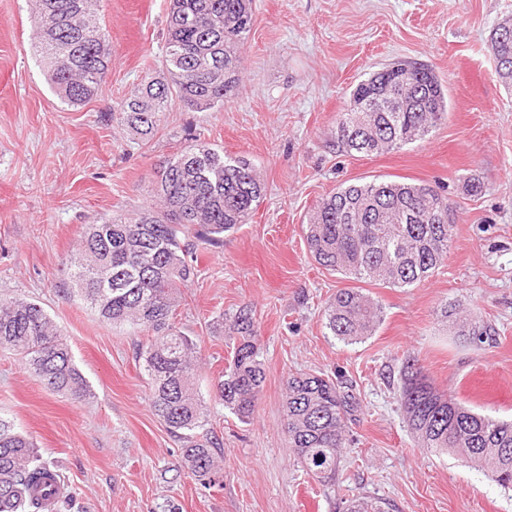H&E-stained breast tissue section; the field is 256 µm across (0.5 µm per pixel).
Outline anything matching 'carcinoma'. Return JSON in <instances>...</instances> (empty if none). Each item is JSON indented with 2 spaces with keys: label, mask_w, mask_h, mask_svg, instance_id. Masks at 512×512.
Returning a JSON list of instances; mask_svg holds the SVG:
<instances>
[{
  "label": "carcinoma",
  "mask_w": 512,
  "mask_h": 512,
  "mask_svg": "<svg viewBox=\"0 0 512 512\" xmlns=\"http://www.w3.org/2000/svg\"><path fill=\"white\" fill-rule=\"evenodd\" d=\"M97 0H35L32 22L37 52L59 100L71 106L96 97L111 53L96 21ZM255 23L252 0H171L165 67L170 80L151 79L120 104V120L143 139L158 130L160 113L175 99L194 112L229 101L240 83L241 49ZM512 17L490 37L498 77L512 88ZM448 117L447 93L433 69L394 62L360 81L336 124V147L364 156L424 139ZM263 183L246 158L226 157L195 142L172 155L153 182L159 208L135 217L114 214L92 224L70 262L69 294L104 321L151 333L140 352L151 405L183 443L186 466L204 487L223 486L219 442L200 434L206 422L195 386L198 357L193 341L175 330L179 286L196 275L183 236L199 227L209 241L247 223ZM454 207L427 184L375 179L341 186L322 200L305 224L308 250L323 268L389 288L418 285L448 259ZM381 306L358 288H340L325 310L326 327L344 342L372 335ZM441 319L481 345L493 328L464 319L446 304ZM231 359L213 384L214 398L242 422L254 413L265 380L252 310L230 317ZM0 347L17 353L48 389L76 402L92 396L74 365L63 334L36 301L0 303ZM399 397L408 430L419 448L464 459L512 491V421L480 414L441 389L408 358L400 370ZM357 406L337 379L290 374L284 429L306 474L336 487L347 414ZM50 464L33 441L0 418V512H37L31 490ZM347 512H385L379 502L349 500Z\"/></svg>",
  "instance_id": "cac0c4a2"
}]
</instances>
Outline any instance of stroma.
Here are the masks:
<instances>
[{
    "label": "stroma",
    "instance_id": "stroma-1",
    "mask_svg": "<svg viewBox=\"0 0 512 512\" xmlns=\"http://www.w3.org/2000/svg\"><path fill=\"white\" fill-rule=\"evenodd\" d=\"M238 91L224 106L171 104L156 134L130 137L122 100L165 74L170 0H98L112 62L101 94L62 103L34 50L31 0H0V301L40 303L67 339L93 396L77 403L42 385L0 347V417L27 434L68 487L57 512H344L343 495L386 512H512V492L461 459L416 447L403 420L399 371L416 358L464 405L512 419V91L488 40L512 0H254ZM397 61L432 67L448 117L424 139L363 156L338 151L336 121L353 87ZM196 134L249 159L265 191L245 224L209 245L185 235L197 275L181 288L177 331L197 346L196 386L219 439L222 486L203 487L155 414L139 353L147 332L101 321L67 299L69 255L87 225L151 207L158 164ZM439 187L456 216L448 259L410 288L364 285L383 318L347 343L324 307L349 279L310 256L307 214L342 185L375 178ZM459 305L495 331L481 346L440 321ZM250 306L265 381L250 422L211 394L231 349L219 316ZM292 373L351 385L343 495L297 465L283 427Z\"/></svg>",
    "mask_w": 512,
    "mask_h": 512
}]
</instances>
